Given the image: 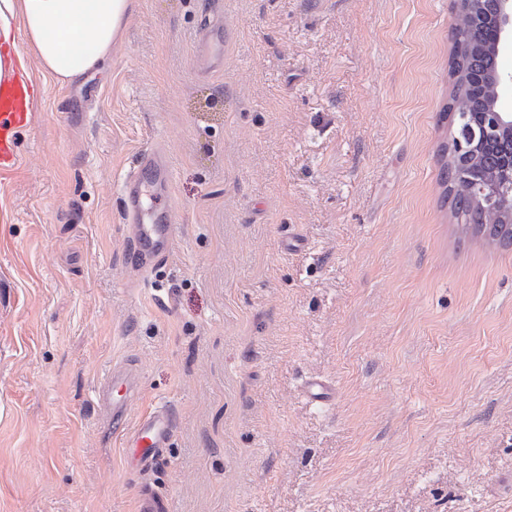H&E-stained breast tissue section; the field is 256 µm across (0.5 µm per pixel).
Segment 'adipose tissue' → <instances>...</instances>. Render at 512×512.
Here are the masks:
<instances>
[{
    "label": "adipose tissue",
    "instance_id": "ef3b65f1",
    "mask_svg": "<svg viewBox=\"0 0 512 512\" xmlns=\"http://www.w3.org/2000/svg\"><path fill=\"white\" fill-rule=\"evenodd\" d=\"M139 0H0V83L14 76L10 50L24 31L45 75L70 84L107 68L112 46Z\"/></svg>",
    "mask_w": 512,
    "mask_h": 512
}]
</instances>
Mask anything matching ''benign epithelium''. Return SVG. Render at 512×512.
Returning <instances> with one entry per match:
<instances>
[{"label":"benign epithelium","mask_w":512,"mask_h":512,"mask_svg":"<svg viewBox=\"0 0 512 512\" xmlns=\"http://www.w3.org/2000/svg\"><path fill=\"white\" fill-rule=\"evenodd\" d=\"M495 8L487 16L481 0H455L456 12L468 14L470 22L481 26L487 22L497 30V40L484 46L488 53L500 55L505 44L512 43V0H494ZM512 86V71L498 68L488 77L487 111L479 114L481 136L454 138L449 165L457 178L470 185L473 201L496 215L501 223H512V154L495 167L484 166V158L503 142L512 143V113L497 106L501 91Z\"/></svg>","instance_id":"benign-epithelium-1"}]
</instances>
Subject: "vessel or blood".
I'll return each mask as SVG.
<instances>
[{
    "instance_id": "obj_1",
    "label": "vessel or blood",
    "mask_w": 512,
    "mask_h": 512,
    "mask_svg": "<svg viewBox=\"0 0 512 512\" xmlns=\"http://www.w3.org/2000/svg\"><path fill=\"white\" fill-rule=\"evenodd\" d=\"M33 93L29 81H17L0 88V169L9 167L16 159V133L28 124L32 115ZM155 170L159 176L169 174L166 157L157 151L144 153L136 168L128 175L123 195V221L128 226L129 246L138 257V271L166 258L175 244L174 227L162 212H149L143 207L141 176L145 170ZM134 380L126 371L113 372L102 402L114 423L128 419L132 407ZM174 432L171 412L163 406L139 416L124 448L127 458L149 462L159 448L165 447Z\"/></svg>"
}]
</instances>
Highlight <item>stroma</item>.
<instances>
[{"mask_svg":"<svg viewBox=\"0 0 512 512\" xmlns=\"http://www.w3.org/2000/svg\"><path fill=\"white\" fill-rule=\"evenodd\" d=\"M221 22L222 61L196 64ZM453 0H139L0 171V512H512V246L441 178ZM177 226L133 267L122 183ZM174 434L128 467L100 382ZM334 385L308 402V377ZM133 379L128 371L112 372L107 394L102 399L103 405L112 416V422L118 425L124 424L131 412Z\"/></svg>","mask_w":512,"mask_h":512,"instance_id":"stroma-1","label":"stroma"}]
</instances>
